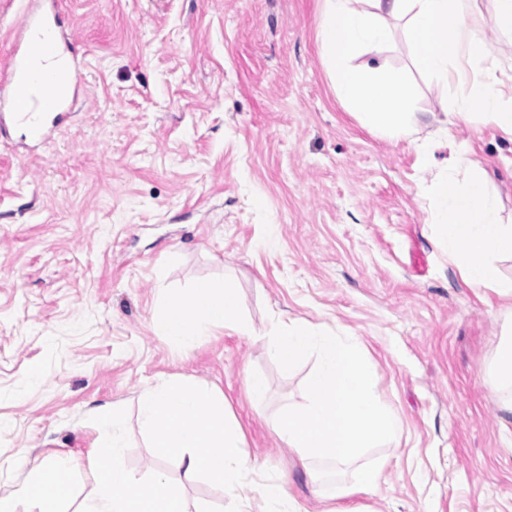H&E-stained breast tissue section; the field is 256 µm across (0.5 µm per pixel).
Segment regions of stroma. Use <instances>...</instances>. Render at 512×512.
<instances>
[{"label":"stroma","mask_w":512,"mask_h":512,"mask_svg":"<svg viewBox=\"0 0 512 512\" xmlns=\"http://www.w3.org/2000/svg\"><path fill=\"white\" fill-rule=\"evenodd\" d=\"M84 60L72 117L37 147L0 139V496L57 455L74 460L67 512L96 485L82 463L100 410L118 406L122 468L164 472L193 512H267L283 481L304 512H512V417L481 378L512 306L486 301L429 238L431 174L410 141L361 127L337 99L317 41L324 0H60ZM503 91L512 35L477 0ZM354 66L404 70L432 116L475 79L443 86L415 63L406 22ZM512 221V139L460 124ZM230 278L257 332L288 319L357 336L395 414L397 441L344 467L384 462L372 493L336 498L272 429L312 369H280L265 341L217 330L190 353L152 318L166 288ZM268 398H249L244 371ZM188 377L220 391L240 427L253 491L237 500L160 459L140 393Z\"/></svg>","instance_id":"stroma-1"}]
</instances>
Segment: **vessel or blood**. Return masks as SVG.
Listing matches in <instances>:
<instances>
[{
  "label": "vessel or blood",
  "mask_w": 512,
  "mask_h": 512,
  "mask_svg": "<svg viewBox=\"0 0 512 512\" xmlns=\"http://www.w3.org/2000/svg\"><path fill=\"white\" fill-rule=\"evenodd\" d=\"M57 0L49 7L28 6L0 79V106L28 123L31 141H44L64 113L70 112L74 89L69 81L75 63L65 55Z\"/></svg>",
  "instance_id": "1"
}]
</instances>
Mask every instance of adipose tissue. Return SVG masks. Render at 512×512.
<instances>
[{
  "label": "adipose tissue",
  "mask_w": 512,
  "mask_h": 512,
  "mask_svg": "<svg viewBox=\"0 0 512 512\" xmlns=\"http://www.w3.org/2000/svg\"><path fill=\"white\" fill-rule=\"evenodd\" d=\"M325 0L318 39L326 56L337 97L360 125L389 138H409L420 120L414 94L405 72L381 66L350 67L362 50L386 44L391 36L383 19L404 18L417 47V63L437 83L450 85L452 67L462 57L475 61L488 55L480 33L474 0ZM480 114H473L472 101ZM481 119L512 137V100H505L493 73H486L471 93L456 98L440 121V138L451 126ZM430 238L472 286L489 289L504 300L512 299V278L498 266L512 256V224L504 223L498 198L481 166L467 180L448 168L426 190ZM489 387L503 394L501 410L512 415V324L505 327L496 354L487 368ZM139 421L151 447L186 475L207 477L233 495L246 486L243 474L251 463L243 448L237 423L228 417L222 393L187 379L165 380L138 399ZM101 439L86 460L100 475L95 490L76 512H190L182 494L170 486L164 473H155L146 496L128 493L129 478L120 465L126 441L119 413H101ZM74 461L61 455L34 471L18 494L0 496V512H64L68 477Z\"/></svg>",
  "instance_id": "ef3b65f1"
}]
</instances>
